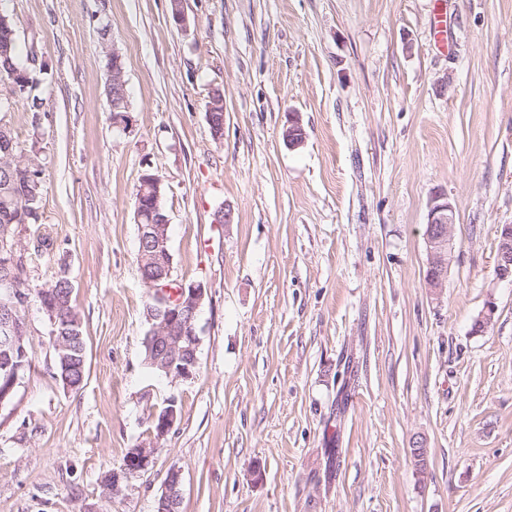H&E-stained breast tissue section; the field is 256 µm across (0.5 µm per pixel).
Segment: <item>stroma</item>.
<instances>
[{
	"label": "stroma",
	"mask_w": 512,
	"mask_h": 512,
	"mask_svg": "<svg viewBox=\"0 0 512 512\" xmlns=\"http://www.w3.org/2000/svg\"><path fill=\"white\" fill-rule=\"evenodd\" d=\"M182 7L180 24L170 0H0L34 80L0 125L43 170L40 223L1 239L27 288L71 281L87 361L79 389L54 378L52 325L29 301L32 366L0 406V512H156L173 468L181 512H512V283L496 276L512 224V0ZM147 170L173 278L205 289L189 380L145 357ZM439 194L456 222L433 290ZM171 398L174 425L154 440ZM151 443V464L108 492L105 475ZM109 90H112V98L109 99L112 112H115V110L116 112H123V110H121L122 108H125L124 112H127L126 84L124 81L123 69L120 60L117 59L113 60L112 62V75L110 79ZM116 96L124 97L126 107L124 106L123 100L118 98L115 100L114 110L112 106V99ZM143 187V183L140 181L139 186L135 195V205L138 203L140 206L146 208V213L143 214L139 207L137 206L135 208V214H136V223L139 224V239H140V257L141 261L139 263V266L142 267V270L144 269V262L146 261V256H144L145 252L147 250H153L158 251L161 249H164L167 247L169 250L168 245V226H169V219L163 218L160 215H157L155 217V221H152L153 218L151 216V224L149 223V214L147 213V209L149 207L148 202L149 198L148 195L151 193V190L149 188L145 189V192L143 195L140 196L141 189ZM143 216L146 217V220L143 221L142 224H145V227L141 225V219ZM455 223L454 210L447 197L435 196L430 205L426 227L427 274L429 288H441L451 253L449 228Z\"/></svg>",
	"instance_id": "stroma-1"
}]
</instances>
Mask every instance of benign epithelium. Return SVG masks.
<instances>
[{"instance_id": "obj_1", "label": "benign epithelium", "mask_w": 512, "mask_h": 512, "mask_svg": "<svg viewBox=\"0 0 512 512\" xmlns=\"http://www.w3.org/2000/svg\"><path fill=\"white\" fill-rule=\"evenodd\" d=\"M12 81L7 83L5 97L11 98L17 91V82L31 84L30 72L26 68L15 67L11 71ZM109 89L112 96H126V84L123 69L117 55H112V75ZM304 132L297 118L288 117V126L284 139L290 146L303 142ZM455 223L454 210L448 199L442 195L433 198L426 227L427 274L426 282L430 288L443 285L451 253L449 228ZM169 219L156 216L155 221L140 227L141 261H146L145 252L158 251L168 245ZM0 269L8 272L7 282L11 285V310L0 317V406L13 398L20 380L22 360L27 357V326L24 318L16 315L20 307L26 304V292L22 289L18 259L11 250L0 249ZM496 275L501 280L512 282V224H503L498 230ZM172 266L147 272L144 282L157 290L160 306L159 323L152 325L153 365L174 379H189L194 376L198 365L197 352L200 338L197 329V316L204 298V288L197 284L181 285L175 296L167 295L170 287ZM52 324L51 338L67 324V317L59 304L54 301L43 304ZM176 419L175 401L169 400L168 407L154 416L157 422L152 431L154 440L162 439L172 428ZM154 447L142 446L133 449L126 457L122 472L106 475L105 486L114 492L118 490L121 474L139 471L148 467ZM182 497L181 474L177 469L168 472L165 491L159 502V512H174Z\"/></svg>"}]
</instances>
